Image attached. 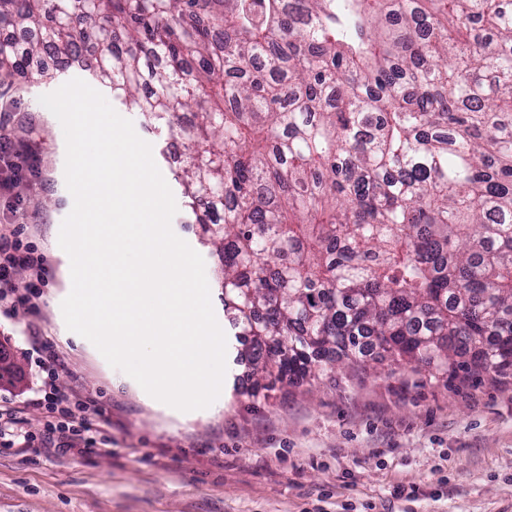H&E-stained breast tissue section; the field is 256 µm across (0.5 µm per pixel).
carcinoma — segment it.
Listing matches in <instances>:
<instances>
[{
	"instance_id": "cac0c4a2",
	"label": "carcinoma",
	"mask_w": 512,
	"mask_h": 512,
	"mask_svg": "<svg viewBox=\"0 0 512 512\" xmlns=\"http://www.w3.org/2000/svg\"><path fill=\"white\" fill-rule=\"evenodd\" d=\"M0 71L94 80L177 177L256 390L512 375V0H0Z\"/></svg>"
}]
</instances>
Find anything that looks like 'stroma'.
<instances>
[{
	"label": "stroma",
	"mask_w": 512,
	"mask_h": 512,
	"mask_svg": "<svg viewBox=\"0 0 512 512\" xmlns=\"http://www.w3.org/2000/svg\"><path fill=\"white\" fill-rule=\"evenodd\" d=\"M97 48L62 76L15 81L0 97V126L10 134L21 176L0 195V225L18 229L48 274L36 282L18 267V291L36 288L34 310L0 312L25 378L0 384V405L14 409L29 441L0 448V512H512V377L488 374L466 384L435 382L402 369L368 375L356 387L321 377L313 385L275 387L252 401L246 358L230 353L218 399L178 411L147 394L87 344L71 337L61 303L69 289L61 224L73 207L65 182L66 143L41 95L87 79ZM140 138L177 205L174 233L216 278L214 247L194 224L174 177L176 142L116 105ZM60 365L59 393L96 408L112 442L108 453L43 447L45 389L40 345Z\"/></svg>",
	"instance_id": "1"
}]
</instances>
